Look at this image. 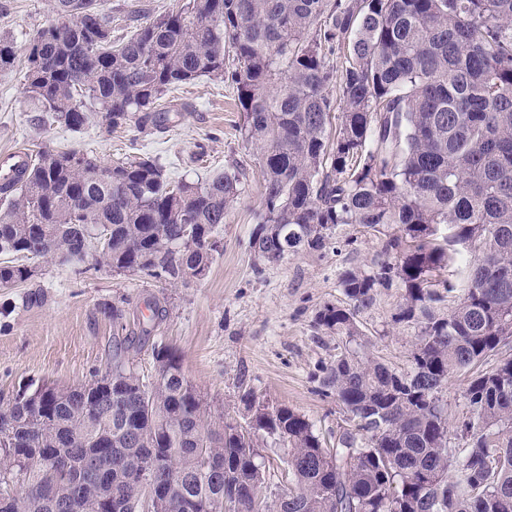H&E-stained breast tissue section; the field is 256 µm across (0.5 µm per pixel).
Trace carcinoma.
<instances>
[{
    "instance_id": "1",
    "label": "carcinoma",
    "mask_w": 512,
    "mask_h": 512,
    "mask_svg": "<svg viewBox=\"0 0 512 512\" xmlns=\"http://www.w3.org/2000/svg\"><path fill=\"white\" fill-rule=\"evenodd\" d=\"M101 5L54 0L62 27L28 44L27 90L53 121L164 129L168 92L222 80L263 177L255 262L285 258L280 229L297 252L326 248L342 225L384 235L371 267L340 273L348 303L315 318L345 339L319 384L353 426L327 448L304 415L248 394L244 421L214 415L177 352L150 341L166 315L154 297L105 372L0 399V512H109L149 482L159 512H512V359L487 367L512 342V0H189L117 41ZM243 176L232 165L174 184L155 160L41 150L0 179V288L90 255L171 286L199 278ZM393 286L392 321L414 329L404 370L359 352L358 313ZM148 341L150 380L130 356ZM456 372L467 411L452 419ZM268 438L293 483L272 504L258 500ZM466 379L464 374L458 373L448 380V389L444 394V400L448 402V414L452 417L461 415L466 409Z\"/></svg>"
}]
</instances>
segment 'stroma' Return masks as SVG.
<instances>
[{"instance_id": "obj_1", "label": "stroma", "mask_w": 512, "mask_h": 512, "mask_svg": "<svg viewBox=\"0 0 512 512\" xmlns=\"http://www.w3.org/2000/svg\"><path fill=\"white\" fill-rule=\"evenodd\" d=\"M187 0H105L112 34L125 35L144 16L180 10ZM50 0H0V38L17 58L0 69V158L17 147L29 152L77 151L103 164L152 157L171 180L202 181L234 163L245 173L244 189L218 229L219 251L206 274L167 286L133 272L102 268L78 273L66 263L43 265L13 288H0V393L30 383H83L92 370L112 363L116 338L138 335L158 297L167 314L157 337L174 347L188 379L207 396L214 413L243 420L244 392L256 401L285 405L308 418L326 447L346 425L335 398L319 391L322 367L336 358L341 340L314 326L328 303L344 302L342 269L377 260L381 238L353 226L337 229L330 248L288 254L275 265L256 266L249 249L262 209L259 166L240 131L241 114L230 84L207 77L178 86L166 129L142 133L132 125L108 129L102 117L82 131L52 123L26 90L25 48L37 31L56 22ZM399 288L380 290L359 314L370 350L403 368L412 345L410 329H394L391 316ZM123 311L112 317L113 308Z\"/></svg>"}]
</instances>
